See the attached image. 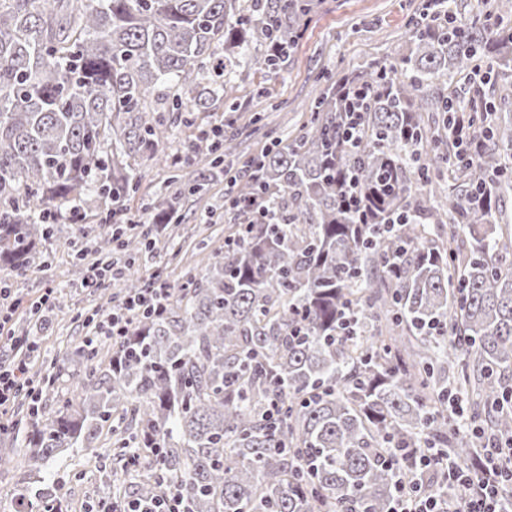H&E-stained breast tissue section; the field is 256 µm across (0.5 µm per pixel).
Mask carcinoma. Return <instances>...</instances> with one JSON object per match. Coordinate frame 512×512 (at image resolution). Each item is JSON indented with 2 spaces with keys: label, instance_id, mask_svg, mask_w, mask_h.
Instances as JSON below:
<instances>
[{
  "label": "carcinoma",
  "instance_id": "cac0c4a2",
  "mask_svg": "<svg viewBox=\"0 0 512 512\" xmlns=\"http://www.w3.org/2000/svg\"><path fill=\"white\" fill-rule=\"evenodd\" d=\"M308 0H0V270L23 276L54 225L40 204L107 213L137 191L138 159L236 90L284 68ZM481 27L415 25L405 50L360 75L326 76L303 132L231 182L224 257L189 275L160 315L83 352L74 398L55 389L25 417L28 462L113 438L114 502L171 480L185 512H387V448L462 459L481 441L448 423V390L472 423L512 439V0ZM277 28L283 55L271 56ZM368 93L342 144L340 88ZM476 110L471 158L449 106ZM357 184L363 213L346 195ZM209 185L176 174L150 207L178 219ZM395 223L392 231L384 226ZM449 227L442 234L440 229ZM132 234L114 265L150 251ZM352 309L356 333L337 335ZM62 485H22L14 512H59Z\"/></svg>",
  "mask_w": 512,
  "mask_h": 512
}]
</instances>
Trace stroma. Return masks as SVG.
Here are the masks:
<instances>
[{
	"label": "stroma",
	"mask_w": 512,
	"mask_h": 512,
	"mask_svg": "<svg viewBox=\"0 0 512 512\" xmlns=\"http://www.w3.org/2000/svg\"><path fill=\"white\" fill-rule=\"evenodd\" d=\"M427 0H320L312 22L295 49L288 67L275 75L247 77L236 94L235 110L219 104L209 112L199 114L195 125L179 126L171 135L168 153H175L183 144L195 139L200 129L214 125H228L236 111L264 115L267 131L242 137L247 151L258 153L269 145L271 137L288 141L296 137L307 119L310 108L324 85L318 82L320 71H353L367 61L391 60L408 39L410 21L419 17ZM142 174L139 192L129 197L125 205L129 215L145 221L144 203L164 184L169 175L165 163L141 159ZM225 180L223 172L211 176L210 190L203 203L185 202L184 221L178 243V255H165L168 267L164 273L169 283L181 281L188 265L208 266V253L195 251L194 244L202 238L211 239L214 246L224 243L223 220L205 221V209L224 210ZM103 229L100 218L91 217L76 224H63L55 239L44 243L42 251L51 261L50 269L32 267L25 276L11 279V297L18 307L13 317L16 332H27L37 337L40 352L32 363L33 371L53 374L63 390L75 389L86 362L76 347L89 328L85 318L90 308L89 291L77 280L72 267L73 240H81L84 247H92L96 235ZM68 297L66 311H48L44 320L34 321L31 304L41 298L47 289ZM66 358L65 369L54 366L59 358ZM14 449L19 463L10 470H0V512L14 489L21 484L38 485L55 480L65 486L68 512H84L86 503L107 495L112 489V454L102 451L92 458L78 449H70L58 458L46 462L39 469H31L30 455L17 432L0 434V449Z\"/></svg>",
	"instance_id": "obj_1"
}]
</instances>
